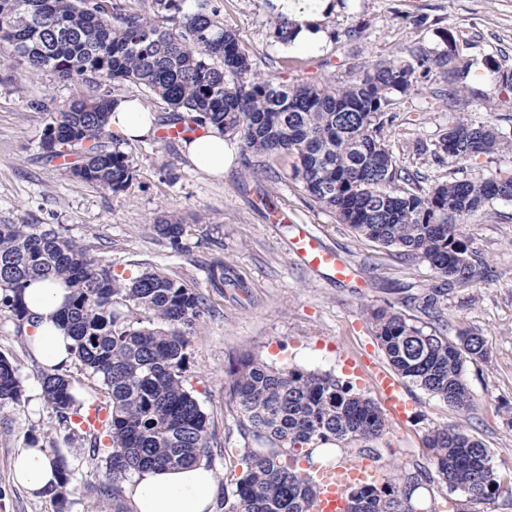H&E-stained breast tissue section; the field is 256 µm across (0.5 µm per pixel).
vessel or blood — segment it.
Returning a JSON list of instances; mask_svg holds the SVG:
<instances>
[{"label":"vessel or blood","mask_w":512,"mask_h":512,"mask_svg":"<svg viewBox=\"0 0 512 512\" xmlns=\"http://www.w3.org/2000/svg\"><path fill=\"white\" fill-rule=\"evenodd\" d=\"M296 256L314 269L325 268L336 278L346 279L352 274L351 265L336 251L327 248L321 240L307 230H299L292 242ZM376 389L383 395L384 403L393 415L402 417L410 410L406 388L394 373L381 366H372ZM380 482L381 473L371 459L342 460L318 472L314 483L309 512H347L345 493L351 485L363 481Z\"/></svg>","instance_id":"1"}]
</instances>
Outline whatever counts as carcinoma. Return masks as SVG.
I'll return each instance as SVG.
<instances>
[{
	"mask_svg": "<svg viewBox=\"0 0 512 512\" xmlns=\"http://www.w3.org/2000/svg\"><path fill=\"white\" fill-rule=\"evenodd\" d=\"M151 0L165 12L169 29L145 13H124L112 0H0V45L22 58L30 71L93 84V93L58 108L41 141L51 162L77 156L68 173L118 192L131 178L129 155L103 142L115 99L102 88L128 81L147 88L172 108L169 125L208 121L239 134L252 173L274 174L280 156L293 159L291 178L304 194L359 236L429 265L448 283L477 276L464 224L497 200L512 201V175L436 181L425 187L400 167L388 145V127L418 82L434 70L448 74L436 100L453 108L467 89L473 62L456 50L409 56L364 67L340 82H276L253 70L236 33L225 28L210 0ZM494 94L512 93V70L495 56L483 61ZM512 153V131L459 116L435 143L438 162H475ZM162 237L182 248L184 225H157ZM56 279L71 289L61 320L77 359L102 380L106 423L93 448L107 438L112 452L101 494L119 499L121 483L139 469L182 467L214 456L215 433L199 403L185 388L191 327L209 309L186 282L151 269L127 281L112 264L84 245L39 224H0V312L22 321L23 291L36 280ZM408 301L436 325L426 332L393 306L372 314V329L390 365L403 379L461 410L472 406L465 364L485 359L483 339L471 332L448 338L439 292ZM124 304L127 312L114 310ZM151 314L167 328L141 326L134 311ZM45 402L58 423L70 428L80 401L73 382L56 369L41 368ZM242 446V473L224 512H308L311 470L291 461L306 454L312 467L332 462L329 447L381 440L385 419L349 382L299 369L277 370L246 354L224 382ZM21 396L17 368L0 356V403ZM435 472L450 492L483 501L500 486L489 450L472 436L433 428L424 437ZM432 477L412 467L394 481L348 490L349 512H416L415 492Z\"/></svg>",
	"mask_w": 512,
	"mask_h": 512,
	"instance_id": "cac0c4a2",
	"label": "carcinoma"
}]
</instances>
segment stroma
<instances>
[{"mask_svg": "<svg viewBox=\"0 0 512 512\" xmlns=\"http://www.w3.org/2000/svg\"><path fill=\"white\" fill-rule=\"evenodd\" d=\"M226 28L256 68L280 82L342 80L361 67L389 61L420 48L447 50L454 35L475 62L469 87L455 111L432 96L445 83L438 73L419 82L389 136L400 167L429 179L447 180L453 164L416 154L415 140L435 142L464 114L476 122L512 128V97L493 94L483 66L496 54L512 69V0H329L316 23L322 46L306 52L287 46L281 13L271 0H212ZM88 84L50 73L31 72L0 50V224H41L90 248L123 278L156 267L196 287L209 308L188 330L185 386L200 403L222 452L209 466L217 492L233 489L241 473L224 449L240 445L236 415L227 404L224 381L230 365L251 353L279 368L329 374L351 382L365 397L379 400L367 379L349 364L386 365L369 320L372 310L405 305L407 296L426 288L444 289L442 309L449 336L467 330L481 336L489 356L468 362L464 380L471 410L451 407L415 385L407 392L414 408L406 418L387 416L388 433L376 442L385 479L405 468L433 472L424 436L434 427H451L479 438L490 450L501 479L495 495L476 502L449 493L440 481L415 493L421 512H512V202L471 216L465 226L479 271L475 281L451 284L427 265L404 263L376 243L359 237L334 215L315 205L292 180L288 159L276 177L250 173L241 145L220 179L197 171L180 140L159 135L129 142L105 133L109 149L128 153L132 178L111 192L67 174L63 165L42 157L41 140L56 110ZM42 100L49 110L33 108ZM186 226L181 248L155 231L158 220ZM317 236L354 268L352 279L313 270L293 253L300 228ZM220 264L229 283L212 288L209 268ZM0 355L18 369L22 395L0 405V512H93L105 481L108 449L93 451L85 428L67 429L42 397L39 362L27 347L15 317L0 312ZM50 444L64 461L70 482L63 497L33 498L10 479L17 449Z\"/></svg>", "mask_w": 512, "mask_h": 512, "instance_id": "obj_1", "label": "stroma"}]
</instances>
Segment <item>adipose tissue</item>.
<instances>
[{"instance_id":"obj_1","label":"adipose tissue","mask_w":512,"mask_h":512,"mask_svg":"<svg viewBox=\"0 0 512 512\" xmlns=\"http://www.w3.org/2000/svg\"><path fill=\"white\" fill-rule=\"evenodd\" d=\"M281 12L297 24L293 39L299 48L314 51L323 34L312 24L314 10L324 9L328 0H276ZM108 125L122 138L136 141L153 131L152 110L137 98L115 101ZM183 151L201 172L220 178L229 160L225 135L205 124L186 131ZM68 288L58 280L37 281L23 292L27 308L25 334L32 355L42 366L57 370L71 363L73 339L59 319ZM14 483L34 497L54 489L58 483L56 458L49 448L19 449L12 464ZM215 476L206 462L184 469H149L134 472L124 485L133 512H212Z\"/></svg>"}]
</instances>
